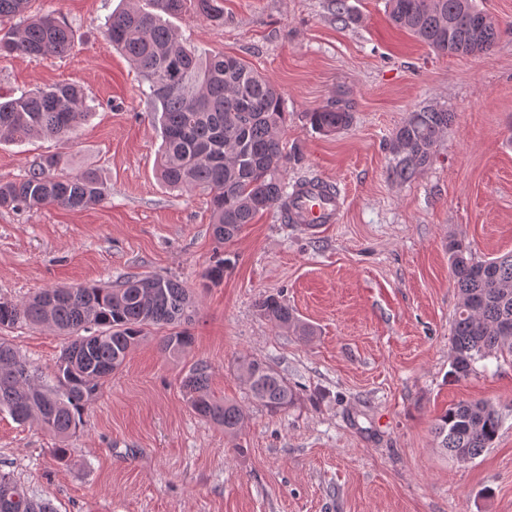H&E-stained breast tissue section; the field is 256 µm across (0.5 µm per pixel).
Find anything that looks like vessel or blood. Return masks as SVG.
Segmentation results:
<instances>
[{"instance_id":"1","label":"vessel or blood","mask_w":512,"mask_h":512,"mask_svg":"<svg viewBox=\"0 0 512 512\" xmlns=\"http://www.w3.org/2000/svg\"><path fill=\"white\" fill-rule=\"evenodd\" d=\"M346 198L331 180L307 182L288 201V220L315 232L326 225L340 223Z\"/></svg>"}]
</instances>
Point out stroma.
I'll list each match as a JSON object with an SVG mask.
<instances>
[{"instance_id":"obj_1","label":"stroma","mask_w":512,"mask_h":512,"mask_svg":"<svg viewBox=\"0 0 512 512\" xmlns=\"http://www.w3.org/2000/svg\"><path fill=\"white\" fill-rule=\"evenodd\" d=\"M346 3L342 21L333 0H224L223 25L192 11L172 20L188 44L242 59L281 92L284 146L301 158L287 182L328 178L347 198L342 222L315 235L273 209L218 242L209 196L159 180L144 85L103 28L122 0H32V13L73 30L74 50L0 55L1 94L73 82L93 107L71 139L0 143V182L59 153L67 174L95 171L105 188L82 211L0 209V300L158 274L197 302L186 353L165 356L150 330L85 407L63 457L39 424L0 411V471L57 512H512V363L450 377L459 290L448 264L452 238L479 260L512 251V0H481L500 32L475 56L436 53L393 28L386 0ZM337 98L352 126L312 130L306 113ZM428 107L452 122L425 171L396 181L393 134ZM219 257L224 280L205 287ZM269 294L313 328L309 340L259 315ZM1 338L53 377L64 337L20 323ZM253 359L295 388L292 406L272 413L251 398L237 368ZM200 361L211 392L243 409L238 436L191 411L181 381ZM473 399L502 424L491 448L459 463L433 425Z\"/></svg>"}]
</instances>
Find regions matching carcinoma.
Here are the masks:
<instances>
[{
  "label": "carcinoma",
  "mask_w": 512,
  "mask_h": 512,
  "mask_svg": "<svg viewBox=\"0 0 512 512\" xmlns=\"http://www.w3.org/2000/svg\"><path fill=\"white\" fill-rule=\"evenodd\" d=\"M31 0H0V54L18 52L32 61L65 56L74 48L71 28L48 15L29 14ZM106 21V35L137 68L162 139L161 180L179 190L210 196L214 237L233 240L259 214L286 203L292 193L284 171L292 157L284 152L285 113L281 94L269 79L237 58L202 52L183 43L162 15L175 16L187 0H147ZM208 22L224 23L221 0H193ZM394 26L408 30L433 51L469 56L491 50L499 32L495 17L475 0H387ZM84 92L59 82L46 88L0 94V142L31 136L68 140L90 114ZM311 127L331 135L350 127L349 105L335 100L306 113ZM452 114L426 108L397 129L390 151V175L410 181L429 165ZM58 154L44 156L18 181L0 183V208L37 211L54 203L83 210L104 198L103 183L87 170L62 173ZM448 261L460 304L453 323L450 376L467 377L488 358L512 360V252L489 261L475 259L462 240H448ZM260 315L302 338L313 335L288 303L268 295L256 304ZM189 289L160 275L128 276L118 288L81 284L47 288L31 298L0 301V327L20 322L49 326L72 337L59 358L55 384L10 344L0 342V410L20 423L36 421L65 440L105 379L126 361L152 327H169L161 350L183 354L193 336L183 325L194 320ZM208 366L195 364L182 380L193 412L234 437L241 430V407L215 398L208 389ZM240 374L252 398L271 413L290 407L296 391L271 365L249 360ZM501 419L488 401L459 402L447 408L433 430L438 447L468 462L494 443ZM0 512H53L47 502L29 498L8 473L0 472Z\"/></svg>",
  "instance_id": "carcinoma-1"
}]
</instances>
